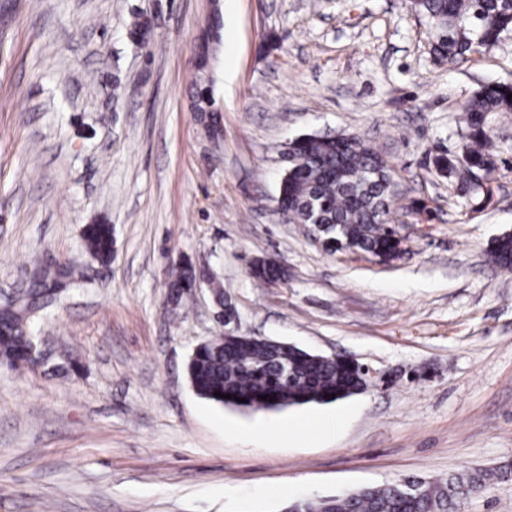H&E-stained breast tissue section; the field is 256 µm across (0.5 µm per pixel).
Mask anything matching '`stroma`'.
Listing matches in <instances>:
<instances>
[{"instance_id": "obj_1", "label": "stroma", "mask_w": 512, "mask_h": 512, "mask_svg": "<svg viewBox=\"0 0 512 512\" xmlns=\"http://www.w3.org/2000/svg\"><path fill=\"white\" fill-rule=\"evenodd\" d=\"M215 25L211 139L195 44ZM512 84V31L436 61L409 0H0V303L76 264L37 328L40 361L0 364V512H282L291 501L512 468V112L492 117L491 201L439 157L485 84ZM373 145L398 184L400 258L329 251L277 211L280 152L303 134ZM111 225L114 254L83 231ZM288 268L264 284L255 258ZM187 258L234 329L368 366L332 403L253 411L197 396L195 346L222 335L209 287L169 299ZM334 413L250 436L265 421ZM196 100L198 102L197 110L199 122L203 124L208 134L221 135L222 126L218 112L212 110V105L208 99L205 98L203 92H200ZM87 249L101 263H109L113 253L112 227L108 224H89L84 228ZM493 264L500 270L512 267V234L506 233L494 240L490 250Z\"/></svg>"}]
</instances>
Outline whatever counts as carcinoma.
Listing matches in <instances>:
<instances>
[{"label": "carcinoma", "mask_w": 512, "mask_h": 512, "mask_svg": "<svg viewBox=\"0 0 512 512\" xmlns=\"http://www.w3.org/2000/svg\"><path fill=\"white\" fill-rule=\"evenodd\" d=\"M411 9L427 20L434 57L458 62L471 53L494 46L512 28V0H410ZM512 85L493 83L482 87L464 108L466 127L462 162L490 174L494 168L489 134L490 117L512 112ZM199 122L207 133L222 134L218 113L205 95H197ZM287 167L280 195L288 206V221L321 224L327 236L347 241L370 255L394 249L396 228L390 224L395 196L394 174L386 160L358 137L337 142L307 135L292 140L284 152ZM84 239L90 253L102 263L112 261L113 235L109 224H88ZM500 270L512 267V234L494 240L490 250ZM170 299L179 304L191 285L213 283L211 277L186 264L169 270ZM44 285L35 283L21 301L0 309V360L13 365L24 359L39 314L49 306ZM192 390L219 404L254 410L325 403L358 393L357 372L342 361L313 362L288 348L274 347L259 336L215 337L192 353L187 365ZM231 398L216 397L214 393ZM268 399H262V396ZM494 474L473 470L460 477L424 482L409 490L396 481L354 493L319 500H305L302 512H459L469 492L486 486Z\"/></svg>", "instance_id": "obj_1"}]
</instances>
